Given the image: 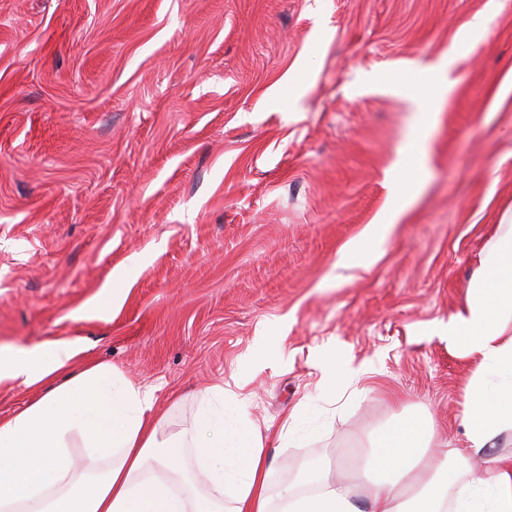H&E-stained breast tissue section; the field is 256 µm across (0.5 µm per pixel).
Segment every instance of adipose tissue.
Segmentation results:
<instances>
[{"mask_svg": "<svg viewBox=\"0 0 512 512\" xmlns=\"http://www.w3.org/2000/svg\"><path fill=\"white\" fill-rule=\"evenodd\" d=\"M426 141L423 128L409 141L411 166L397 175V203L349 249L347 261L367 262L406 211ZM442 334L475 364L460 400L462 446L436 448L428 417L403 415L381 433L361 473L333 481L311 470L316 493L288 496V512H512V457L490 453L512 430L511 223L500 224L484 248L466 303ZM78 353L70 341L0 350V383L44 389L0 419V512H270L261 431L225 401L223 387L213 390L220 407H201L190 431L163 440L149 417L152 396L111 366L89 359L65 377ZM76 436L91 450L80 471L67 453ZM189 447L207 489L184 466Z\"/></svg>", "mask_w": 512, "mask_h": 512, "instance_id": "1", "label": "adipose tissue"}]
</instances>
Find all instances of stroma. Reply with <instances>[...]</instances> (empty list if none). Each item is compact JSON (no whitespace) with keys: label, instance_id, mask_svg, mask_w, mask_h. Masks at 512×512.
Listing matches in <instances>:
<instances>
[{"label":"stroma","instance_id":"obj_1","mask_svg":"<svg viewBox=\"0 0 512 512\" xmlns=\"http://www.w3.org/2000/svg\"><path fill=\"white\" fill-rule=\"evenodd\" d=\"M443 63L425 183L344 266ZM508 211L512 0H0V346L78 341L164 435L223 385L283 435L273 512L401 414L457 445L473 364L439 331Z\"/></svg>","mask_w":512,"mask_h":512}]
</instances>
